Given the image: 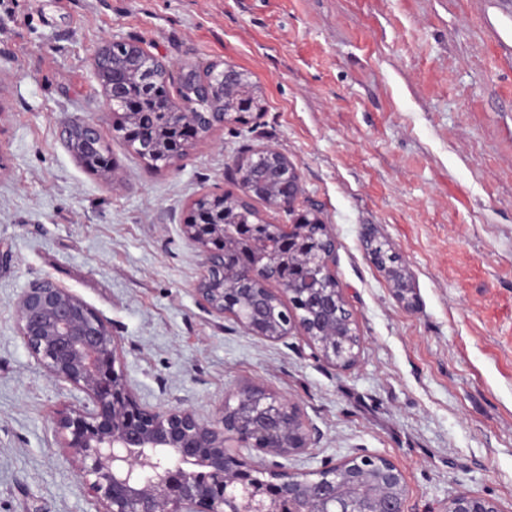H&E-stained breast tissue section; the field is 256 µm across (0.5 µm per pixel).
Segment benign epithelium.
Masks as SVG:
<instances>
[{
  "instance_id": "1",
  "label": "benign epithelium",
  "mask_w": 512,
  "mask_h": 512,
  "mask_svg": "<svg viewBox=\"0 0 512 512\" xmlns=\"http://www.w3.org/2000/svg\"><path fill=\"white\" fill-rule=\"evenodd\" d=\"M128 50L139 60L126 74L112 73V49ZM93 65L108 101H119L127 76L153 89L171 64L137 43L114 41L103 46ZM224 85L235 112H198L188 102H168L171 123L205 128L246 121L260 105L241 92L247 75L233 65L201 74L194 84ZM132 147L147 153L152 144L135 139L138 115H124ZM61 137L80 156L103 142L92 120L66 122ZM267 202L291 209L299 193L296 164L275 148L265 147L243 166ZM253 198L250 191L209 207L198 205L183 225L186 238L204 250V274L196 292L219 315L232 316L246 331L277 339L299 330L324 361L348 369L356 363L357 327L345 307L330 269L336 240L320 225L310 234L301 223L241 224ZM395 297L410 303L405 274L384 267ZM282 286L293 307L291 318L271 284ZM18 331L38 364L56 381L83 392L89 402L62 414L58 428L66 447L78 458V474L101 505L98 512H405L407 485L403 471L382 456H356L319 470L294 473L264 468L239 459L238 448H257L286 457L309 447L313 430L295 403L257 388L224 403L220 424H212L183 407L158 408L141 403L116 367L118 341L107 323L84 301L49 279L32 283L15 303ZM447 512H502L486 496L460 491L448 499Z\"/></svg>"
}]
</instances>
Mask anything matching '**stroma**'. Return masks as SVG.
I'll use <instances>...</instances> for the list:
<instances>
[{
  "label": "stroma",
  "mask_w": 512,
  "mask_h": 512,
  "mask_svg": "<svg viewBox=\"0 0 512 512\" xmlns=\"http://www.w3.org/2000/svg\"><path fill=\"white\" fill-rule=\"evenodd\" d=\"M112 40L173 67L226 62L264 99L249 123L194 139L153 167L114 126L92 67ZM98 122L112 175L59 136ZM271 146L296 163L291 213L316 209L360 339L337 368L299 331L247 333L196 294L182 226L205 193L240 195L237 164ZM409 279L399 302L366 234ZM68 288L104 319L137 398L216 423L237 390L298 404L308 472L392 459L405 512H445L465 490L512 512V0H0V512H97L57 427L79 396L18 334L33 282Z\"/></svg>",
  "instance_id": "obj_1"
}]
</instances>
